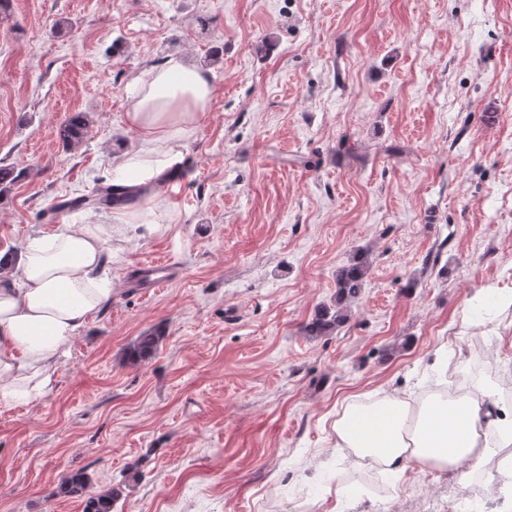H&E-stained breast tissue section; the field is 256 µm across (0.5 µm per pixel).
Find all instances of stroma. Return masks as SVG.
<instances>
[{"mask_svg": "<svg viewBox=\"0 0 512 512\" xmlns=\"http://www.w3.org/2000/svg\"><path fill=\"white\" fill-rule=\"evenodd\" d=\"M178 57L213 86L180 177L154 190L178 221L113 237L111 298L37 401L0 400V512H82L51 489L81 471L96 492L130 465L144 476L117 512H512L498 465L466 484L413 465L389 478L333 431L344 398L449 384L441 359L478 365L475 386L512 408L502 316L461 323L481 288L512 290V0H9L0 166L20 177L0 251L106 221L50 208L137 146L133 81ZM77 112L88 133L68 148L57 127ZM359 251L348 321L306 335ZM157 257L179 278L128 288ZM155 328L159 350L131 363ZM163 337L164 333L160 329L138 336L129 347V358L131 362L137 363L153 356L158 350Z\"/></svg>", "mask_w": 512, "mask_h": 512, "instance_id": "obj_1", "label": "stroma"}]
</instances>
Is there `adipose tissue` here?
Instances as JSON below:
<instances>
[{
    "label": "adipose tissue",
    "mask_w": 512,
    "mask_h": 512,
    "mask_svg": "<svg viewBox=\"0 0 512 512\" xmlns=\"http://www.w3.org/2000/svg\"><path fill=\"white\" fill-rule=\"evenodd\" d=\"M126 114L139 132L138 148L123 152L108 172L116 185L153 187L177 178L187 123L197 121L212 86L201 71L171 58L134 82ZM112 224H61L27 239L18 255L0 256V399L29 403L40 397L78 332L107 299L112 282L102 268L113 233L152 236L162 231L154 205L115 210ZM490 386L420 406L389 393L342 404L336 445L383 471L409 465L453 470L469 482L491 449L512 444V414L490 417Z\"/></svg>",
    "instance_id": "ef3b65f1"
}]
</instances>
